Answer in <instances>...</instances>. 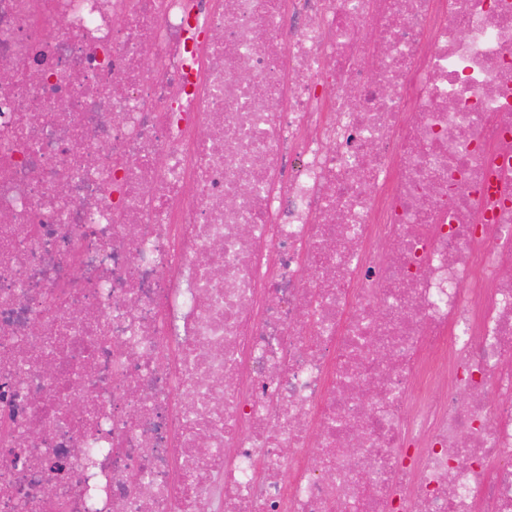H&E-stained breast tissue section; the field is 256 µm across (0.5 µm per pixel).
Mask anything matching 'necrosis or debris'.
<instances>
[{
    "label": "necrosis or debris",
    "mask_w": 512,
    "mask_h": 512,
    "mask_svg": "<svg viewBox=\"0 0 512 512\" xmlns=\"http://www.w3.org/2000/svg\"><path fill=\"white\" fill-rule=\"evenodd\" d=\"M0 512H512V0H0Z\"/></svg>",
    "instance_id": "obj_1"
}]
</instances>
